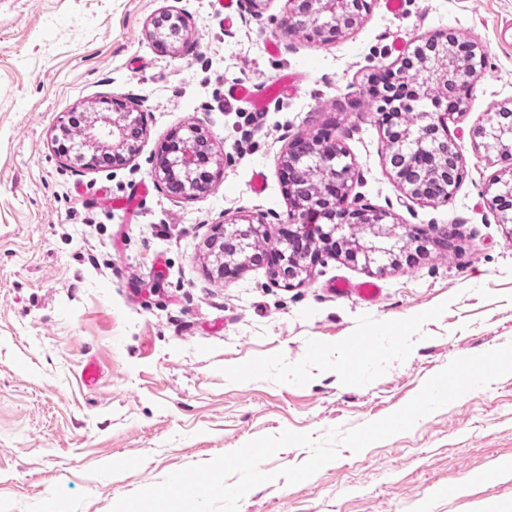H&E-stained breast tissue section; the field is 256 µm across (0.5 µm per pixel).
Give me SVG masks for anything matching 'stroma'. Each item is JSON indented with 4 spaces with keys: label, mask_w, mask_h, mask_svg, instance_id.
Wrapping results in <instances>:
<instances>
[{
    "label": "stroma",
    "mask_w": 512,
    "mask_h": 512,
    "mask_svg": "<svg viewBox=\"0 0 512 512\" xmlns=\"http://www.w3.org/2000/svg\"><path fill=\"white\" fill-rule=\"evenodd\" d=\"M340 37L284 29L286 0H0V512H110L121 497L283 430L322 437L406 405L450 361L512 342V227L486 190L512 159L473 139L512 107V0H369ZM169 10L183 36L151 37ZM456 34L486 52L449 125L466 170L448 199L407 197L389 164L371 77L422 37ZM299 76L265 111L224 99L237 82ZM109 101L141 113L127 161L66 166L55 136ZM197 123L216 139L210 190L186 198L152 163ZM324 132L355 162L349 205L389 213L428 244L384 271L323 254L303 283L267 263L211 274L217 225L260 218L277 246L290 204L281 156ZM264 172L267 190L251 189ZM134 215L101 203L139 183ZM453 234L454 247L439 242ZM373 280L368 303L331 294ZM370 355L352 354L357 339ZM97 386L81 381L87 361ZM512 374L311 478L251 490L239 512H512Z\"/></svg>",
    "instance_id": "stroma-1"
}]
</instances>
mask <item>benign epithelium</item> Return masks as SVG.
Returning <instances> with one entry per match:
<instances>
[{
    "label": "benign epithelium",
    "mask_w": 512,
    "mask_h": 512,
    "mask_svg": "<svg viewBox=\"0 0 512 512\" xmlns=\"http://www.w3.org/2000/svg\"><path fill=\"white\" fill-rule=\"evenodd\" d=\"M362 0H288L282 19L286 29L301 27L308 37L321 39L338 36L352 28L360 14ZM433 53L423 54L413 48L411 55L394 71L387 72L380 83L405 84L410 94L403 105L428 99L433 109L419 113L417 123L398 140L390 142V155L398 157L393 168L397 179L410 196L419 199H446L453 194L459 176L465 169V157L452 139L448 121L466 106L465 93L474 84L483 65L485 51L478 45H459L430 36L420 40ZM141 116L131 111L117 116L100 110L89 113L83 132L73 141V153H65V161L83 168L101 166L111 154L123 158L122 152H136L131 129L139 126ZM478 145L489 155L512 154V110L503 108L487 114L484 124L473 131ZM179 148L172 157L163 153L152 169L156 181L169 185L172 172L183 178L184 195H196L197 171L205 158L213 157V138L199 125L190 123L178 138ZM282 170L285 191L291 209L288 231L271 259L274 274L288 286L302 282L310 273L318 252L309 245L317 242L364 266L383 271L399 262L420 242L406 224H387L388 214L370 208L346 205L355 164L334 141L300 137L283 155ZM316 174V191L302 200L295 195L294 183L304 174ZM488 202L497 212L500 223L512 225V179L495 182ZM252 248L251 240L240 238L233 223L222 225L207 241V249L215 257V273L222 278L233 271L236 257Z\"/></svg>",
    "instance_id": "benign-epithelium-1"
}]
</instances>
